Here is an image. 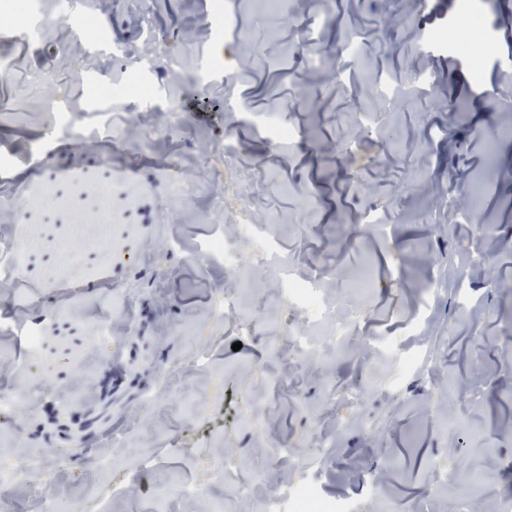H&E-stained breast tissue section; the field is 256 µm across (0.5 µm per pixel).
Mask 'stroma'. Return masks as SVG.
I'll return each instance as SVG.
<instances>
[{"mask_svg":"<svg viewBox=\"0 0 512 512\" xmlns=\"http://www.w3.org/2000/svg\"><path fill=\"white\" fill-rule=\"evenodd\" d=\"M52 20L44 33L23 31L0 58V243L20 242V271L0 287V387L33 386L34 400L0 414V448L17 463L61 451L73 461L18 489L13 512L42 502L81 501L92 512H185L177 487L204 483L199 512H240L239 484L252 486L261 512L272 485L262 480L282 442L302 444L315 429L336 431V451L309 469L322 492L362 512H453L459 498L488 499L512 459V166L495 149L512 131V10L492 4V43L482 70L469 57L432 45L451 30L460 0H286L287 18L239 0L238 21L254 48L233 63L235 32L219 0H32ZM103 14L106 26L68 39L61 24L77 12ZM331 12V20L318 13ZM168 57L160 70L149 52ZM327 61L312 71L306 59ZM233 64L234 79L210 76L212 60ZM425 74L419 82L417 74ZM156 86L154 101H103L101 83L130 75ZM396 82L390 107L374 87ZM182 113L180 135L165 130ZM81 113L73 133L53 130L57 112ZM290 125L301 142L276 149L269 128ZM126 135L107 154L112 129ZM233 134V171L255 198L262 222L241 225L243 245L279 241L296 272H348L323 282L327 302L355 332L337 359L284 358L274 388L264 385L266 356L283 345L292 315L277 299L275 273L241 311L216 317L213 295L250 280L256 267L192 258L193 244L224 233L208 205L203 145ZM178 161L190 202L172 188L166 165ZM485 192L472 203L468 192ZM475 205L482 235L457 217ZM475 223V224H476ZM490 257L492 277L448 280L437 299L423 296L436 272ZM375 274L373 288L350 276ZM127 297L125 322L102 344L96 321ZM263 322L237 333L252 310ZM33 317L39 340L27 346L4 324ZM431 335L441 363L434 376L398 363L402 348ZM240 350H233V343ZM120 358H113V348ZM206 350L200 369L192 359ZM167 371L170 393L146 407L142 397ZM354 388L358 401L337 407L328 386ZM263 400L261 427L231 416L247 395ZM208 413L193 421L192 409ZM129 446L105 470L81 456ZM223 455V475L209 462ZM152 457L154 480L142 492L112 497L113 483L139 456ZM462 474L431 488L435 467Z\"/></svg>","mask_w":512,"mask_h":512,"instance_id":"35a3bbf8","label":"stroma"}]
</instances>
